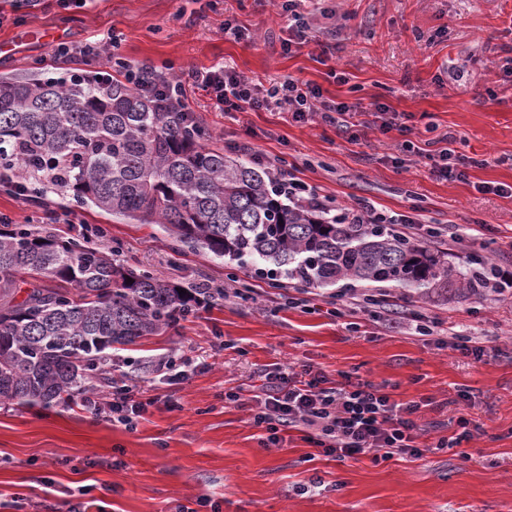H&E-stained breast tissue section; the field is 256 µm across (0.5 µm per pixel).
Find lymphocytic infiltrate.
Here are the masks:
<instances>
[{"mask_svg":"<svg viewBox=\"0 0 512 512\" xmlns=\"http://www.w3.org/2000/svg\"><path fill=\"white\" fill-rule=\"evenodd\" d=\"M123 75L164 112L188 111L187 88L192 85L206 91L227 112L247 107L268 111L284 106L295 122L305 123L317 117L336 126L349 139L358 137L346 119L352 105L324 100L321 88L310 83L287 79L264 89L221 65L189 70L183 79L149 65L125 68ZM275 183L289 200L316 205L327 214L336 213L348 224H401L417 231L422 228L416 217L389 214L361 200L337 204L289 173L277 177ZM81 400L98 417L129 430L159 402L158 397L145 395L142 389L129 384L113 387L111 401H99L91 394L82 395ZM252 402L251 423L260 432L261 447L281 446L290 432L298 431L319 454L340 459L366 454L376 462L397 456L418 459L428 452L460 447L472 438L474 430L471 420L460 415L452 435L439 438L427 448H418L420 428L416 415L420 402L395 399L387 384L356 379L348 373L342 374L339 381H331L310 365L298 371L283 367L262 371Z\"/></svg>","mask_w":512,"mask_h":512,"instance_id":"lymphocytic-infiltrate-1","label":"lymphocytic infiltrate"}]
</instances>
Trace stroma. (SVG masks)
<instances>
[{
    "mask_svg": "<svg viewBox=\"0 0 512 512\" xmlns=\"http://www.w3.org/2000/svg\"><path fill=\"white\" fill-rule=\"evenodd\" d=\"M334 18L313 16L308 42L281 49L288 18L278 0H89L64 10L56 0H0V79L64 76L73 64L54 54L116 34V55L131 66L181 72L216 64L264 87L290 78L319 86L328 101L361 104L354 122L368 132L351 141L320 120L296 123L282 109L224 112L188 88L209 147L269 169L294 172L321 194L358 198L395 213L417 212L438 228L418 243L468 270L488 258L502 290L468 296L458 289L421 296L383 288L387 307L407 305L439 322L487 338L481 359L413 335L408 320L328 314L330 301L362 299L339 281L310 290L294 281H261L203 250L178 251L156 224H126L47 195L25 203L0 187V214L59 238L84 236L122 251L130 264L183 286L230 289L208 308L122 351L113 382L135 380L174 409L150 408L135 429L112 427L82 402L44 408L0 404V512H58L81 490L107 512H175L202 495L221 512H512V198L480 192L512 184V82L500 66L512 57V0H330ZM248 39L224 34L225 19ZM339 46L326 48L327 25ZM348 80L336 82L334 72ZM408 115L407 135L373 129L372 104ZM453 136L467 166L463 181L438 180L430 162L402 153ZM404 155L397 166L391 159ZM171 356L191 358L188 377L167 384L157 370ZM310 364L329 378L348 371L420 401L419 445L449 435L448 421L471 419L473 438L419 459H336L292 432L263 448L246 409L225 402L249 390L261 371ZM471 398L457 402L459 391Z\"/></svg>",
    "mask_w": 512,
    "mask_h": 512,
    "instance_id": "35a3bbf8",
    "label": "stroma"
}]
</instances>
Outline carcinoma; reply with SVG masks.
Here are the masks:
<instances>
[{
  "label": "carcinoma",
  "instance_id": "1",
  "mask_svg": "<svg viewBox=\"0 0 512 512\" xmlns=\"http://www.w3.org/2000/svg\"><path fill=\"white\" fill-rule=\"evenodd\" d=\"M205 137L184 113L156 111L118 78L0 81L6 182H32L45 196L61 194L126 223L159 224L183 248L305 288L343 277L418 293L442 279L470 296L488 289L485 257L474 256L463 273L390 225L344 224L288 204L266 173L204 148ZM22 275L32 283L18 301ZM181 288L80 237L43 236L28 225L0 229V402L67 404L112 365V352L211 300L205 288L183 296Z\"/></svg>",
  "mask_w": 512,
  "mask_h": 512
}]
</instances>
